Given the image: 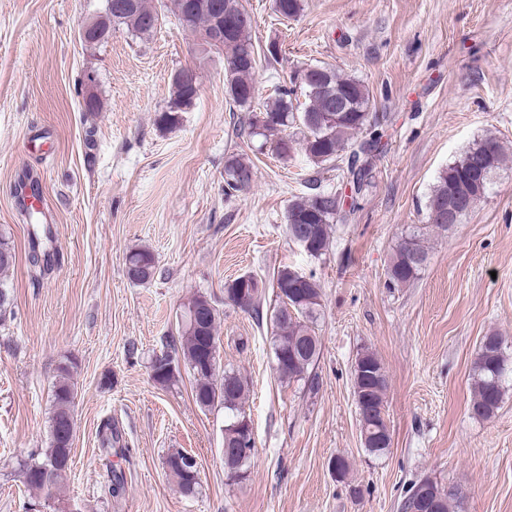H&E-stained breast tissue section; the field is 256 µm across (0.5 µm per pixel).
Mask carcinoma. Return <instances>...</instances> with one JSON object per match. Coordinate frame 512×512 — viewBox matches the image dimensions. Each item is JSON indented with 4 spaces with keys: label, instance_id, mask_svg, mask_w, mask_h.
<instances>
[{
    "label": "carcinoma",
    "instance_id": "1",
    "mask_svg": "<svg viewBox=\"0 0 512 512\" xmlns=\"http://www.w3.org/2000/svg\"><path fill=\"white\" fill-rule=\"evenodd\" d=\"M218 2L221 3L220 11L195 13L186 20L188 0H172V13L182 28L199 34L203 44L211 36L217 17H236L246 12L242 0ZM273 8L277 17L288 20L300 14L302 0H274ZM158 16L151 0H135L131 8L119 10L115 24L141 39L156 32L153 22ZM252 28L251 24L243 25L224 35V45L220 49L224 55L229 110L251 114L250 135L274 137L273 151L281 159L290 157L297 144L316 164L341 160L345 151L352 150L348 172L353 185L362 187L370 175L374 158L382 149L380 133L356 143L351 141L352 136L367 128L371 104L369 89L359 80L343 76L333 68L316 65L303 72L299 87L276 85L273 95L261 107H256L255 73L261 63V54L253 44ZM171 89L167 108L157 117L161 125L175 123L178 113L192 107L196 94L193 80L184 76L182 68L172 75ZM301 96L304 97L302 101L299 100ZM296 123L301 133L298 140L285 134ZM487 155L491 156L489 167L492 172L505 160L503 147L493 136L480 140L440 173L426 204V227L446 230L460 223L469 212L467 207L461 209L452 223L444 217L451 193L474 203L485 196L491 176L480 180L475 173L478 163ZM253 178L254 167L250 161L236 156L225 160V194L248 191ZM340 210L341 196L335 192L319 190L298 198L289 205L286 213L287 233L306 229L304 251L319 258L329 247L332 226ZM423 236L422 228L418 227L401 238L390 258L388 279L391 285L413 282L427 266L429 252L423 245ZM14 262V247L1 235L0 272L8 270ZM127 265L128 272L132 273L131 280L141 284L150 282L156 272L155 256L147 249L130 252ZM271 288L277 302L271 337L276 368L282 379L289 382L304 380L313 388L317 382L311 376L310 368L319 358L320 342L312 324L322 306L320 284L311 274L285 267L273 276ZM265 296V282L252 274L240 275L224 286L226 302L258 318L263 316ZM217 317V310L206 296H194L182 315L180 339L172 341L170 350L151 359L150 370L156 384L168 387L176 380L179 365L183 363L194 378L192 396L195 403L204 410L213 408L218 402L224 404L228 414L224 423V471L228 480L241 483L248 478V462L255 448V439L248 436L252 425L246 422L244 410L247 383L233 370H226L222 372V378H217L216 371L204 359L208 344L197 332V323L201 322L206 335L219 341ZM286 350L295 351V359L280 357ZM75 368L76 364L71 360L60 363L59 381L52 394L49 445L37 453V460L24 463L22 469L27 475L26 485L43 494L46 493L44 476H49L57 490V498L60 497L59 478L68 470L73 444L74 427L69 425L67 418L73 412L76 397L72 381ZM473 371L470 411L478 418L488 419L496 414L504 395L503 378L507 368L501 337L495 334L483 337ZM351 376L360 425L368 426L376 418L383 431L364 448L373 455H380L391 443L385 415L387 375L376 354L366 350L356 357ZM112 439V421L109 420L100 433L101 452L108 457L122 453V449L112 447ZM179 459L181 453H171L165 466L176 478L181 491L192 495L200 485L198 474L191 473V468L179 463Z\"/></svg>",
    "mask_w": 512,
    "mask_h": 512
}]
</instances>
